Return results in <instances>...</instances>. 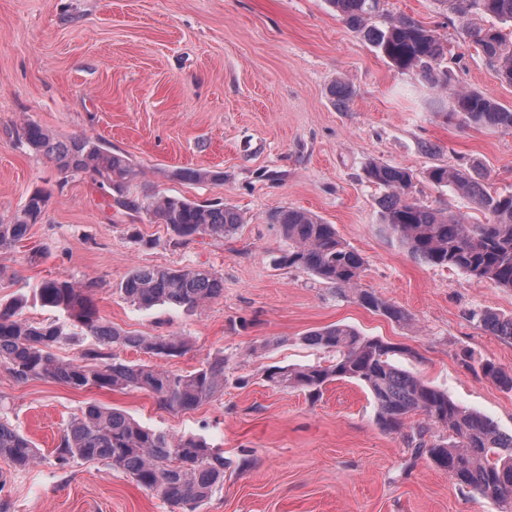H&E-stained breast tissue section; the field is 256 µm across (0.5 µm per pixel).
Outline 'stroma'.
<instances>
[{"instance_id": "35a3bbf8", "label": "stroma", "mask_w": 512, "mask_h": 512, "mask_svg": "<svg viewBox=\"0 0 512 512\" xmlns=\"http://www.w3.org/2000/svg\"><path fill=\"white\" fill-rule=\"evenodd\" d=\"M382 8L375 25L406 16L446 47L440 68L452 89L512 109V84L467 34L490 18L460 17L442 0H382ZM337 86L351 93L347 107L334 102ZM450 110L447 92L397 71L328 0H0V220L35 190L48 196L42 220L0 251L9 273L0 302L46 279L89 281L107 325L187 342L177 357L123 348L121 359L179 373L218 353L226 359L223 392L178 414L143 392L18 383L0 372L10 423L41 450L23 470L0 459V507L173 512L104 463L58 468L64 428L95 402L223 451L224 485L198 512H502L415 456L401 433L384 430L359 382L335 380L315 396L267 378L277 366L331 365L335 352L305 336L348 326L394 344L397 367L512 434V390L469 367L482 358L512 372V340L481 321L486 313L512 317V290L416 260L382 232L385 190L366 176L373 163L411 169L413 198L483 222L467 198L426 172L474 170L489 192H512V130L467 124ZM28 121L61 138H98L128 157L138 171L133 195L219 198L242 222L221 239L178 242L167 225L118 207L97 177L64 175L20 144L14 132ZM188 168L224 180L181 179ZM289 207L334 225L365 261L360 286L404 310L408 322L367 310L351 290L306 270L279 266L288 244L274 216ZM142 267L212 272L224 292L193 310H142L119 292Z\"/></svg>"}]
</instances>
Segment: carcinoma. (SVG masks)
I'll use <instances>...</instances> for the list:
<instances>
[{
	"mask_svg": "<svg viewBox=\"0 0 512 512\" xmlns=\"http://www.w3.org/2000/svg\"><path fill=\"white\" fill-rule=\"evenodd\" d=\"M343 21L369 42L393 67L412 72L419 81L448 87L436 66L444 56L438 39L413 19L404 17L378 27L372 18L382 12L381 0H328ZM461 17L481 14L512 23V0H448ZM470 36L477 49L504 81L512 84V39L491 26L476 27ZM452 114L462 121L489 129H512V109L477 91L450 95ZM19 142L44 155L63 174L91 173L106 181L119 206L144 213L168 225L180 238H222L241 224L239 213L221 201L196 202L159 196L139 198L127 192L137 175L130 162L91 137L57 140L36 122L16 131ZM369 180L384 187L380 200L383 231L405 246L419 261L452 267L478 282L512 289V194L489 193L479 174L450 166H435L427 178L438 186H452L486 216L483 224H470L451 211L430 208L409 194L415 174L400 166L372 164ZM179 176L195 181H220L222 175L205 169H184ZM47 195L34 191L8 222L0 221V251L21 241L45 212ZM288 252L280 264L302 268L338 288L355 289L363 307L395 322L409 316L374 292L358 287L364 261L340 240L334 225L318 216L288 208L276 215ZM91 282L68 278L42 281L24 300L0 304V371L17 382L51 380L74 389L139 390L153 395L173 412L192 410L224 389V356L204 361L186 374L149 364H132L114 353L117 348H137L159 356L184 349L178 336H140L109 326L100 319L90 292ZM122 296L140 309L170 303L195 308L224 291V280L191 268H138L119 288ZM33 302L65 315L69 324L30 322L21 317L23 305ZM494 335L512 340V317L483 316ZM88 341L78 360L59 356L56 350L76 336ZM306 340L336 352L328 367H278L268 373L277 386L319 393L331 380L348 379L364 384L372 394L377 421L384 429L400 432L407 444L448 473L456 483L497 503L512 499V435L506 436L484 416L467 411L440 389L396 367L397 348L347 326L316 330ZM485 376L512 390V375L487 361L479 363ZM420 413L425 420L406 427ZM442 428L448 436L435 435ZM0 458L16 468L40 459V449L0 417ZM56 460L60 468L73 462L103 461L129 475L142 488L181 512L196 509L224 483V454L192 435L143 427L125 413L90 404L67 424Z\"/></svg>",
	"mask_w": 512,
	"mask_h": 512,
	"instance_id": "carcinoma-1",
	"label": "carcinoma"
}]
</instances>
